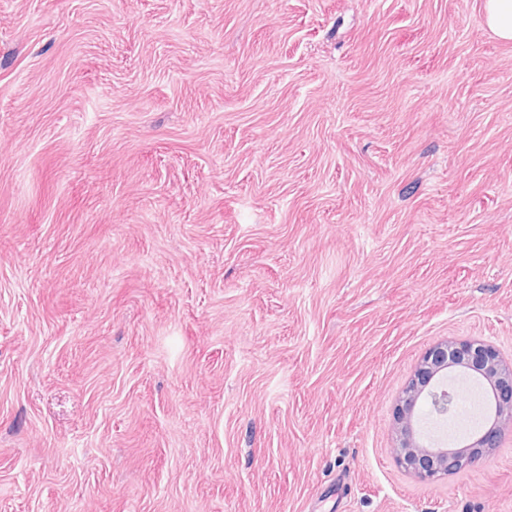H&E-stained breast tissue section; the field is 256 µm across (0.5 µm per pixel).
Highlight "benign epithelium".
Here are the masks:
<instances>
[{"mask_svg": "<svg viewBox=\"0 0 512 512\" xmlns=\"http://www.w3.org/2000/svg\"><path fill=\"white\" fill-rule=\"evenodd\" d=\"M458 372L485 387L489 414L480 430L456 448L430 443L418 428V405L425 402L429 413L454 418L459 395L436 384V377ZM512 429V361L504 359L494 345L477 338L444 340L421 356L394 410L395 461L423 482L463 471L500 447L507 429Z\"/></svg>", "mask_w": 512, "mask_h": 512, "instance_id": "benign-epithelium-1", "label": "benign epithelium"}]
</instances>
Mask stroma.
Masks as SVG:
<instances>
[{
    "instance_id": "35a3bbf8",
    "label": "stroma",
    "mask_w": 512,
    "mask_h": 512,
    "mask_svg": "<svg viewBox=\"0 0 512 512\" xmlns=\"http://www.w3.org/2000/svg\"><path fill=\"white\" fill-rule=\"evenodd\" d=\"M485 0H0V512H512L423 483L421 355L512 359Z\"/></svg>"
}]
</instances>
